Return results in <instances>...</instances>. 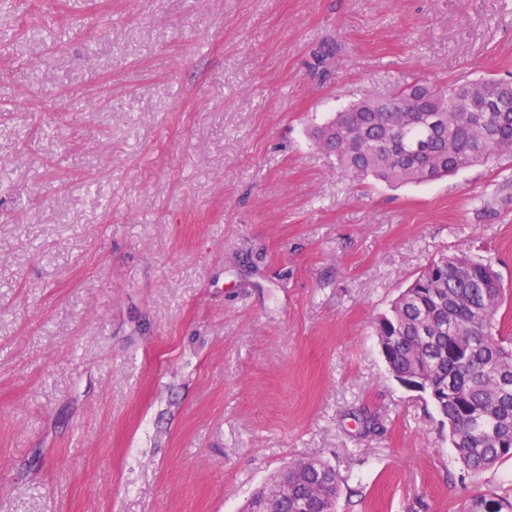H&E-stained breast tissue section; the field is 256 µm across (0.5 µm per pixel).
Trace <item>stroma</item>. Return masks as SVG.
Masks as SVG:
<instances>
[{"label": "stroma", "instance_id": "stroma-1", "mask_svg": "<svg viewBox=\"0 0 512 512\" xmlns=\"http://www.w3.org/2000/svg\"><path fill=\"white\" fill-rule=\"evenodd\" d=\"M512 78V0H9L0 9V512H239L289 462L336 512H457L464 473L375 322L442 252L512 338V155L391 188L311 127Z\"/></svg>", "mask_w": 512, "mask_h": 512}]
</instances>
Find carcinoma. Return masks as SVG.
Here are the masks:
<instances>
[{"label":"carcinoma","instance_id":"1","mask_svg":"<svg viewBox=\"0 0 512 512\" xmlns=\"http://www.w3.org/2000/svg\"><path fill=\"white\" fill-rule=\"evenodd\" d=\"M419 80L351 102L312 133L353 180L373 178L391 187L427 183L512 153V81L478 78L441 88ZM495 112L483 111L488 93ZM415 100L425 110L447 109L448 120L418 125L398 111ZM503 288L490 260L467 253L432 260L377 323L376 336L395 376L419 381L448 424L456 459L473 475L512 457V342L496 333ZM256 489L241 512H336L339 477L318 459L288 465V491ZM512 510V494L479 493L458 512Z\"/></svg>","mask_w":512,"mask_h":512}]
</instances>
